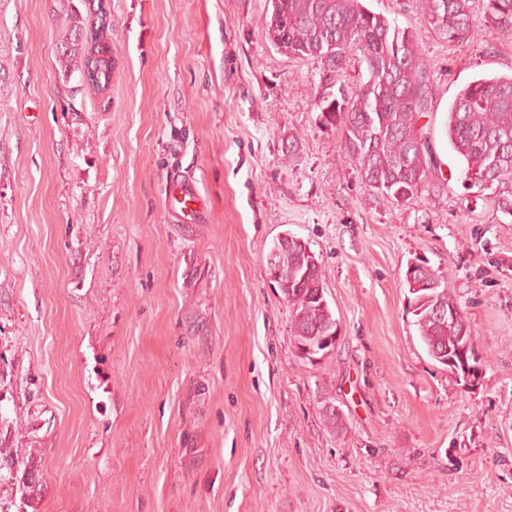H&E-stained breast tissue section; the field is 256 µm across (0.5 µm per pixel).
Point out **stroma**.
Here are the masks:
<instances>
[{
	"label": "stroma",
	"instance_id": "stroma-1",
	"mask_svg": "<svg viewBox=\"0 0 512 512\" xmlns=\"http://www.w3.org/2000/svg\"><path fill=\"white\" fill-rule=\"evenodd\" d=\"M269 6L0 0V512H512V181L466 188L444 131L463 85L512 75V38L453 43L417 0H367L436 83L437 166L395 204L322 123V64L269 42ZM104 21L97 93L69 46ZM187 175L193 224L166 195ZM285 232L337 320L319 360L268 276ZM417 258L473 330L475 386L413 324Z\"/></svg>",
	"mask_w": 512,
	"mask_h": 512
}]
</instances>
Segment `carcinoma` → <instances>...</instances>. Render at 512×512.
I'll return each instance as SVG.
<instances>
[{"label": "carcinoma", "instance_id": "obj_1", "mask_svg": "<svg viewBox=\"0 0 512 512\" xmlns=\"http://www.w3.org/2000/svg\"><path fill=\"white\" fill-rule=\"evenodd\" d=\"M484 19L512 33V0H483ZM265 17L270 42H281L288 53L319 60L339 76L346 58L361 54L369 80L354 86L332 82L319 99L320 119L341 134L345 153L365 184L393 203L418 192L434 165L430 138L421 118L431 110L436 85L418 51L413 34L370 10L364 0H270ZM424 20L444 39H473L478 24L470 0H422ZM81 58L84 82L96 87L108 80L110 64L100 54ZM446 135L466 164L465 177L481 188L488 182L512 179V76L475 79L456 95L448 109ZM271 252L274 276L293 307V336L299 349L318 348L336 322L326 297L319 259L308 243L277 240ZM414 325L427 350L459 360L458 348L468 343L467 361L474 358L473 331L464 313L438 319L434 306H459L450 289L422 288L411 293Z\"/></svg>", "mask_w": 512, "mask_h": 512}]
</instances>
